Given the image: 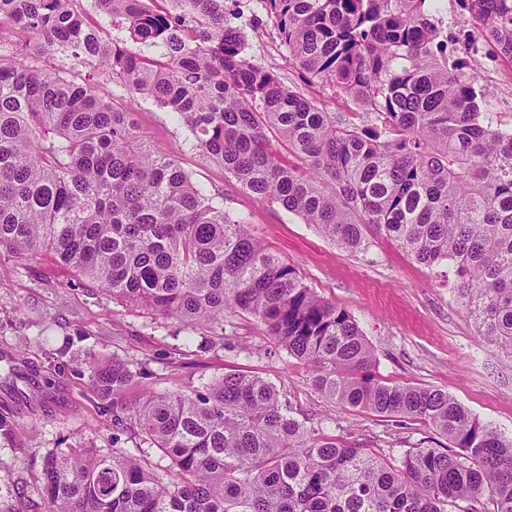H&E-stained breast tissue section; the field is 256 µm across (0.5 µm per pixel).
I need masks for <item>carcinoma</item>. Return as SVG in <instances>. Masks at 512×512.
Wrapping results in <instances>:
<instances>
[{
    "label": "carcinoma",
    "mask_w": 512,
    "mask_h": 512,
    "mask_svg": "<svg viewBox=\"0 0 512 512\" xmlns=\"http://www.w3.org/2000/svg\"><path fill=\"white\" fill-rule=\"evenodd\" d=\"M77 0H0V246L47 252L131 305L183 324L259 320L338 403L421 420L448 448L395 465L298 419L271 382L227 372L124 398L134 375L88 362L112 421L169 459L160 474L122 450L57 448L49 512H512V437L448 392L375 375L356 320L316 295L166 154L84 66L152 100L192 146L261 202L338 246L366 231L431 268L454 267L479 336L512 352V127L493 124L448 52L436 0H258L310 84L347 105L325 112L248 56L224 0H94L155 59L95 28ZM466 37L512 65V0H455ZM467 507L462 508L460 504Z\"/></svg>",
    "instance_id": "cac0c4a2"
}]
</instances>
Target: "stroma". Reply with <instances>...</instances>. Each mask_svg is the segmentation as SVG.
<instances>
[{
	"instance_id": "1",
	"label": "stroma",
	"mask_w": 512,
	"mask_h": 512,
	"mask_svg": "<svg viewBox=\"0 0 512 512\" xmlns=\"http://www.w3.org/2000/svg\"><path fill=\"white\" fill-rule=\"evenodd\" d=\"M254 62L277 71L290 85L299 69L280 47L258 0H229ZM479 73L492 111L512 124V67ZM102 95L132 114L144 139L160 147L193 179L245 218L255 236L327 301L350 312L389 382L448 391L480 422L512 436V354L476 334L457 299L448 265L429 269L379 234L351 252L278 205L243 191L223 169L207 163L170 113L129 93L108 77ZM125 361L135 374L126 396L199 385L227 372L272 382L296 414L330 436L399 462L407 450L447 446L445 437L419 421L337 404L311 383L308 367L288 355L250 316L225 318L214 327L191 328L113 299L47 253L25 258L0 249V413H13L14 432L0 430V512H48L41 492L43 460L56 448L136 450L137 439L118 429L104 400L88 382V359Z\"/></svg>"
}]
</instances>
